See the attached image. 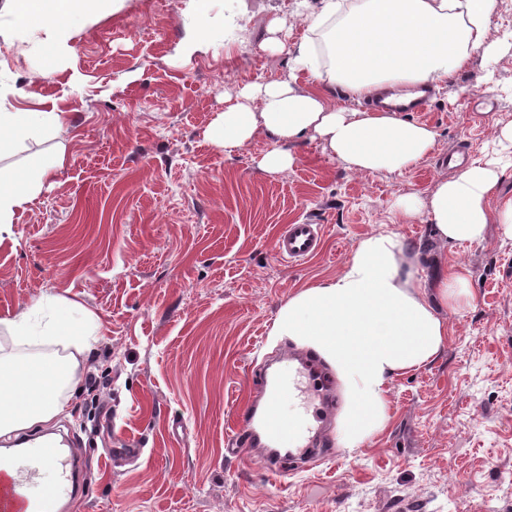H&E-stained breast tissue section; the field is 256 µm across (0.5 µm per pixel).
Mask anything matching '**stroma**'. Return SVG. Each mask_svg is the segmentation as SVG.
<instances>
[{
    "label": "stroma",
    "instance_id": "1",
    "mask_svg": "<svg viewBox=\"0 0 512 512\" xmlns=\"http://www.w3.org/2000/svg\"><path fill=\"white\" fill-rule=\"evenodd\" d=\"M295 0H123L79 35L69 67L43 78L39 53L0 43V81L17 108L67 113L58 136L25 140L19 164L64 146L67 161L16 224L0 232V321L40 297L93 315L86 387L28 436L64 433L86 459L87 491L70 512H512V235L488 224L481 243L439 239L400 217L452 177L449 150L491 159L512 123V51L475 56L412 121L432 126L435 151L412 171L356 174L320 139L295 166L265 174L258 136L230 153L208 134L224 99L287 78V56L261 51L266 25ZM492 70V93L477 80ZM324 227L317 255L295 264L274 243L286 224ZM392 233L436 294L461 268L472 305L444 307L448 342L430 364L388 385L390 419L361 448L338 445L345 413L330 364L334 414L312 464L263 476L261 456L226 457L251 407L253 374L312 348L272 337L281 306L335 277L354 246ZM133 444L136 459L115 456Z\"/></svg>",
    "mask_w": 512,
    "mask_h": 512
}]
</instances>
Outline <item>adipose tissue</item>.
Segmentation results:
<instances>
[{
    "label": "adipose tissue",
    "instance_id": "1",
    "mask_svg": "<svg viewBox=\"0 0 512 512\" xmlns=\"http://www.w3.org/2000/svg\"><path fill=\"white\" fill-rule=\"evenodd\" d=\"M120 0H5L0 41L23 46L38 38L41 77L63 71L85 23L114 12ZM495 0H297L295 13L307 24L294 38L279 20L269 24L262 49L288 55L287 80L247 85L214 120L210 134L226 150L240 149L258 134L271 148L258 162L265 173L290 170L295 148L310 138L325 142L346 170L404 173L431 155L433 127L393 112L337 105L325 87L344 86L362 101L398 85L440 87L465 70L474 54L491 61L512 49V33L490 39ZM64 113L6 106L0 101V158L20 141L53 134ZM503 163L471 161L441 180L428 198L409 200L404 222L426 216L435 234L457 243L482 242L487 224L498 221L512 234V198L491 209L501 177L512 168V125L494 133ZM66 162L64 151L28 159L18 170L0 172V226L16 223ZM402 243L392 234L362 239L336 278L302 289L280 308L273 333L316 350L335 370L346 398L339 446L361 447L389 420L388 384L393 376L426 365L444 349L448 325L440 306L471 303L463 277L447 275L437 297H429L413 271L403 270ZM73 305L59 301L56 317L42 302L7 320L18 352L0 351V437L49 423L64 412L66 394L80 383L79 357L89 345L72 329ZM34 343L67 348L69 355L22 353Z\"/></svg>",
    "mask_w": 512,
    "mask_h": 512
}]
</instances>
